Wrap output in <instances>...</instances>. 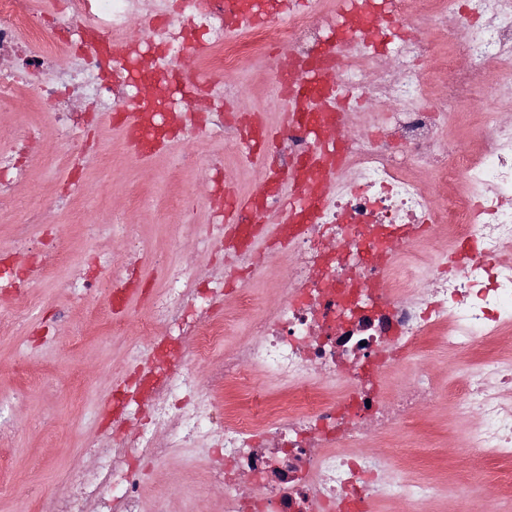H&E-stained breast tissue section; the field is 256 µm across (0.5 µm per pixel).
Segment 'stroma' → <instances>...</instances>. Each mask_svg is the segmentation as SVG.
<instances>
[{
    "instance_id": "1",
    "label": "stroma",
    "mask_w": 512,
    "mask_h": 512,
    "mask_svg": "<svg viewBox=\"0 0 512 512\" xmlns=\"http://www.w3.org/2000/svg\"><path fill=\"white\" fill-rule=\"evenodd\" d=\"M287 52L284 46L271 48L266 55L244 58L238 71L226 74L225 83L243 92L226 103V111L241 117L257 113L268 129H278L286 106L273 90L272 60ZM75 108L87 119L69 151L58 146L48 121L50 106L40 101L34 82L21 87L13 106L0 108V126L29 140V181L21 195L65 202L33 231L36 258L47 274L18 296L26 311L24 324L0 335V400L8 405L16 428L13 438L0 445V459L9 463L0 471V512H53L65 477L93 465L87 445L101 429L102 407L126 373L129 345L138 337L137 320L148 313L164 268L189 261L204 280L223 264V253L196 248L213 222L212 208L202 200L186 216L170 208V196L201 192L212 175L209 158L214 154L223 155L224 177L238 195L260 191L265 176L264 167L252 158L225 148L218 132L201 134L187 145H165L144 159L123 142L119 127L97 102L82 99ZM103 149L111 152L105 167L98 162ZM134 189L144 192L147 206H130ZM92 224L109 225L110 231L91 234ZM126 224L133 225L145 244L140 262L144 284L128 298L121 314L126 328L116 336L105 328L114 318L107 302V271L98 272L93 295L77 283L92 257L111 254ZM472 359V353L454 354L427 343L397 373L407 377L428 370L444 391L460 380L475 379ZM18 362L23 365L19 371L14 368ZM257 391L274 409L289 401L287 388L260 375L250 385L228 389L225 400L229 407H244ZM376 445L392 456L396 479L435 487V497L422 512H455L464 504L479 512L491 499L499 501L500 512H512V497L499 493L505 466H475L466 460L463 419L448 399L414 416L400 435L377 439ZM211 466L204 453H179L152 463L145 472V496L167 498L170 512H223L221 492L200 494Z\"/></svg>"
}]
</instances>
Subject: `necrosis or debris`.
Segmentation results:
<instances>
[{"mask_svg":"<svg viewBox=\"0 0 512 512\" xmlns=\"http://www.w3.org/2000/svg\"><path fill=\"white\" fill-rule=\"evenodd\" d=\"M136 0H0V99L17 95L36 77L41 97L54 105L49 119L68 146L79 124L68 102L87 96L106 112L129 98L126 74L150 77L151 102L174 95L177 63L201 55L214 80L238 69L248 54L288 45L278 70L320 71L340 61V90L369 105L359 123L336 109L316 125L285 127L282 150L294 162L300 186L315 184V167H337L335 185L316 220L288 218L278 236L283 253L259 255L254 235L224 242V265L207 282L192 269H169L152 310L140 318L144 359L112 393L111 432L92 442L97 463L69 475L55 512H167L165 499L146 504L137 462L165 460L203 449L215 460L209 483L224 491V512H378L379 504H427L429 485L389 478L390 458L363 450L364 429L381 436L404 431L439 395L430 373L404 380L393 373L424 340L469 352L479 343L512 335V122L481 115L486 90L512 93V0H351L354 19L371 23L376 39L349 47L330 0H309L287 18H275L232 38L241 0H151L147 39L130 35ZM447 49H439V37ZM447 72L441 94L424 101L427 71ZM465 105L470 131L447 141L448 107ZM24 141L0 147V205L13 202L26 181ZM452 232L477 259L459 272L429 259L427 287L414 285L412 257L424 244ZM141 260L137 238L105 261L113 309L132 288ZM273 264L283 288L274 305L258 306L239 287L237 309L250 320L248 337L233 347L223 312L227 270L250 276ZM221 360H214L216 350ZM479 378L455 388V404L471 418L467 442L485 461L512 460V362L478 364ZM288 384L291 399L276 412L226 410L229 385L254 374Z\"/></svg>","mask_w":512,"mask_h":512,"instance_id":"4bbe7bcc","label":"necrosis or debris"}]
</instances>
